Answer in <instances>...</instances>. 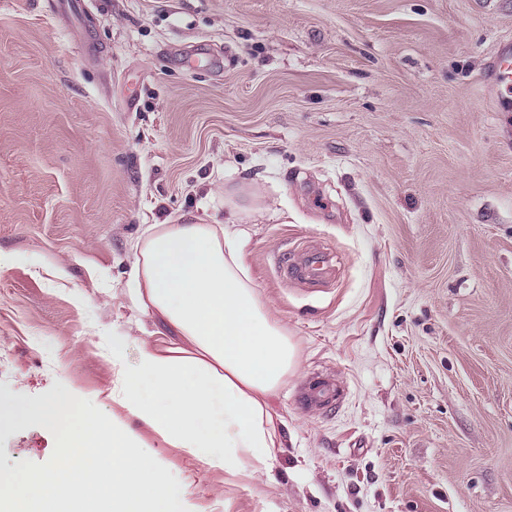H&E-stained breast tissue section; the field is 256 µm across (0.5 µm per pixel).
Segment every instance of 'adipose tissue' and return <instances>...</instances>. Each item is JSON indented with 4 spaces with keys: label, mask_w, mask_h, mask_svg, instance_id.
<instances>
[{
    "label": "adipose tissue",
    "mask_w": 512,
    "mask_h": 512,
    "mask_svg": "<svg viewBox=\"0 0 512 512\" xmlns=\"http://www.w3.org/2000/svg\"><path fill=\"white\" fill-rule=\"evenodd\" d=\"M238 219L233 210L223 225L154 224L135 242L129 292L166 336L143 345L132 364L127 337L101 336L115 375L111 425H91L72 395L38 413L0 395V416L21 424L40 414L74 444L85 432L94 437L82 460L64 455L49 473L0 471L10 512H183L184 488L167 484L155 453L133 450L131 418L212 472L273 482L281 442L268 398L294 369L295 351L226 230Z\"/></svg>",
    "instance_id": "adipose-tissue-1"
}]
</instances>
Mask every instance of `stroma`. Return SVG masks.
<instances>
[{"label": "stroma", "instance_id": "35a3bbf8", "mask_svg": "<svg viewBox=\"0 0 512 512\" xmlns=\"http://www.w3.org/2000/svg\"><path fill=\"white\" fill-rule=\"evenodd\" d=\"M0 0V394L111 422L104 331L149 224L224 219L296 347L269 405L274 483L136 426L186 512H512V112L480 78L512 0ZM336 268L308 292L276 259ZM335 381V411L299 400ZM64 448L0 422V470ZM329 255L317 247H303L283 254L277 261V271L283 279L298 284L322 282L329 270Z\"/></svg>", "mask_w": 512, "mask_h": 512}]
</instances>
